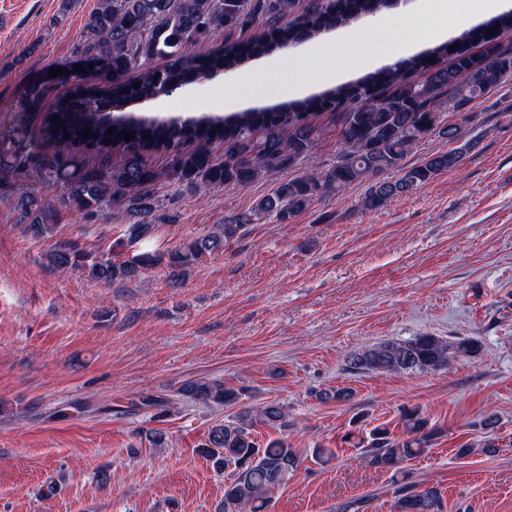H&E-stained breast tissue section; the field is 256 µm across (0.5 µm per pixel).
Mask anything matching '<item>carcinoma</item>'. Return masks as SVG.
<instances>
[{
	"label": "carcinoma",
	"mask_w": 512,
	"mask_h": 512,
	"mask_svg": "<svg viewBox=\"0 0 512 512\" xmlns=\"http://www.w3.org/2000/svg\"><path fill=\"white\" fill-rule=\"evenodd\" d=\"M391 0H307L297 21L280 25L282 15L298 0H97L83 25L81 58L94 70L76 76L66 94L46 101L51 88L30 83L17 100L16 119L0 128V198L10 202L36 240H54L46 265L58 273L80 270L94 281L111 283L139 277L165 267L177 276L203 258L224 251L226 242L244 226L273 216L289 224L327 193H341L372 180L363 200L378 210L452 169L474 146L467 140L444 153H436L415 166L403 160L424 138L436 134L460 141L458 124L441 120L447 104L461 116L471 104L498 91L512 76V49L501 43L512 33V11L502 13L459 37L438 44L398 66L368 72L353 82L320 95L283 102L254 112H235L185 119L148 118L134 112L112 114L114 98L127 102L155 97L165 85L185 84L211 70L229 71L247 60L264 56L272 43L290 45L347 26L379 11ZM264 33L248 41H232L237 30L253 25ZM495 33H490V30ZM224 35L216 53L201 59L182 52L187 41L210 34ZM154 57L168 59L162 69L145 68ZM141 84L135 88L134 84ZM312 111L330 112L340 122L337 141L340 160L320 172L304 171L279 183L240 214L214 231L183 239L174 249L143 251L126 260L118 257L88 260L72 239H56L60 210L48 196L60 187L63 202L94 217L105 209H122L128 222V243L150 238L160 224H173L174 215L163 209L155 188L176 181L190 192L211 187H246L275 169L290 168L307 155L320 139L308 118ZM41 116L37 134L28 120ZM91 128L90 135L82 134ZM134 134L124 140L123 132ZM221 141L224 153L214 155L211 144ZM193 144L186 149L184 145ZM122 153L111 162L112 150ZM150 152H163L168 163L158 168L148 162ZM396 176L391 177L389 173ZM31 180L15 188L10 177ZM481 350L472 336L448 340L423 333L407 340L383 341L348 360L354 371L385 373L445 372L460 356L474 357ZM184 392L209 407H231L241 402L244 390H233L221 380H200ZM288 427V413L275 403L245 406L235 419L213 426L203 453L218 470L231 469L224 485V512H265L271 495L297 471L299 452L284 438L259 442L254 424ZM403 439L378 428L369 438L355 442L370 466L399 472L402 464L427 448L431 431L416 411L403 417ZM397 512H442L438 491L396 486Z\"/></svg>",
	"instance_id": "obj_1"
}]
</instances>
